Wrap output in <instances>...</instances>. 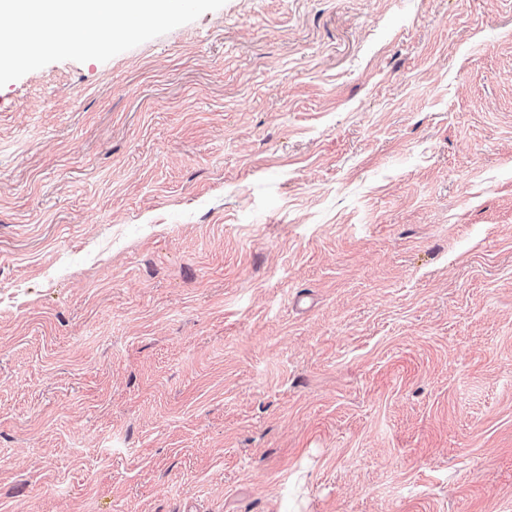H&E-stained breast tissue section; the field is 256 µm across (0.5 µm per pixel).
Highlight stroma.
I'll list each match as a JSON object with an SVG mask.
<instances>
[{
    "label": "stroma",
    "instance_id": "obj_1",
    "mask_svg": "<svg viewBox=\"0 0 512 512\" xmlns=\"http://www.w3.org/2000/svg\"><path fill=\"white\" fill-rule=\"evenodd\" d=\"M0 512H512V0L0 87Z\"/></svg>",
    "mask_w": 512,
    "mask_h": 512
}]
</instances>
